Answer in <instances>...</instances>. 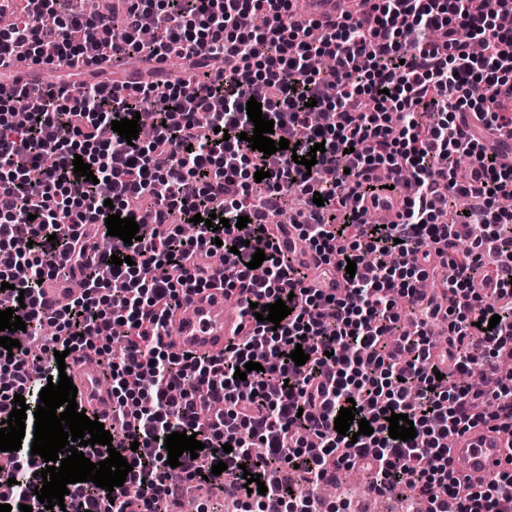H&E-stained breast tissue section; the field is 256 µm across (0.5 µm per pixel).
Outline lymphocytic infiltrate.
I'll use <instances>...</instances> for the list:
<instances>
[{
    "label": "lymphocytic infiltrate",
    "instance_id": "lymphocytic-infiltrate-1",
    "mask_svg": "<svg viewBox=\"0 0 512 512\" xmlns=\"http://www.w3.org/2000/svg\"><path fill=\"white\" fill-rule=\"evenodd\" d=\"M13 26L0 31V74L17 53L32 65L73 68L99 59L187 63L186 78L134 79L132 91L105 82L16 86L0 99V283L12 285L11 308L26 324L39 354L0 347V421L15 396L36 408L49 373L43 356L81 352L106 362L112 378V446L132 470L112 494L70 485L64 505L46 510L35 495L45 462L31 452L34 416L25 420L19 450L0 451V504L32 512H157L170 493L172 471L164 440L196 434L198 455L183 453L180 469L201 481L214 464L240 495L242 512H316L306 486L328 477V462L361 466L376 478L398 471L426 512H512V473L477 487L462 486L448 456L449 436L485 425L512 428V367L498 355L512 342V210L496 195L512 193V169L499 163L495 131L512 129V0H372L369 10L321 28L289 19L290 0H128L122 11L102 6L87 13L84 0H20ZM259 24L243 29L242 15ZM156 36L140 37L143 17ZM330 57L334 71L316 68ZM260 84L264 117L289 149L267 155L241 140L254 129L246 103ZM482 85L473 97L472 85ZM150 140L127 143L112 129L121 118L149 110ZM336 122L324 125L323 113ZM477 119L462 136L466 114ZM324 143L312 167L299 164ZM81 157L94 181L75 174ZM470 165L458 170L457 161ZM385 168L401 186V221L369 223L364 201ZM269 173L264 195L253 192L254 174ZM321 194L324 203L312 202ZM296 195L309 203L294 228L332 273H356L339 297L312 288L308 275L282 251L263 218ZM482 200L480 209L456 212L440 223L454 197ZM151 207L156 222L124 246L131 264H112L105 220L134 217ZM229 219L213 230L209 214ZM202 220L192 238L182 224ZM249 219L242 238L237 217ZM56 242H49V235ZM471 248L459 250L463 240ZM260 270L248 264L256 249ZM223 254L222 269L200 264ZM439 277L443 294L423 292L424 277ZM83 288L63 308L46 311L47 288L71 279ZM223 286L239 295L241 326L219 356L173 354L166 343L181 299ZM291 313L279 326L258 321L254 305L277 299ZM418 315L413 331L400 309ZM496 327H489L492 316ZM448 319V343L428 325ZM123 321L120 356L112 354V324ZM53 335H43L45 324ZM302 347L308 359L290 357ZM260 370L246 379L247 362ZM483 367L485 386L461 382ZM373 432L351 424L338 434L334 421L347 399ZM407 415L417 435L388 434V416ZM231 444L224 452L223 444ZM262 454L269 469L266 493L245 488L241 465ZM298 466V480L278 478L283 464Z\"/></svg>",
    "mask_w": 512,
    "mask_h": 512
}]
</instances>
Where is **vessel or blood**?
I'll list each match as a JSON object with an SVG mask.
<instances>
[{
	"instance_id": "vessel-or-blood-1",
	"label": "vessel or blood",
	"mask_w": 512,
	"mask_h": 512,
	"mask_svg": "<svg viewBox=\"0 0 512 512\" xmlns=\"http://www.w3.org/2000/svg\"><path fill=\"white\" fill-rule=\"evenodd\" d=\"M340 3L341 0H291L290 12L300 22L326 25L341 17ZM183 306L191 316L176 318L173 323L174 352L222 354L239 324L237 315L224 309L223 290L188 296ZM70 373L77 388L79 407L96 410L111 403L112 381L98 364L79 359L72 362ZM506 452L504 437L481 426L456 438L451 450L458 476L474 485L488 483L500 472Z\"/></svg>"
}]
</instances>
